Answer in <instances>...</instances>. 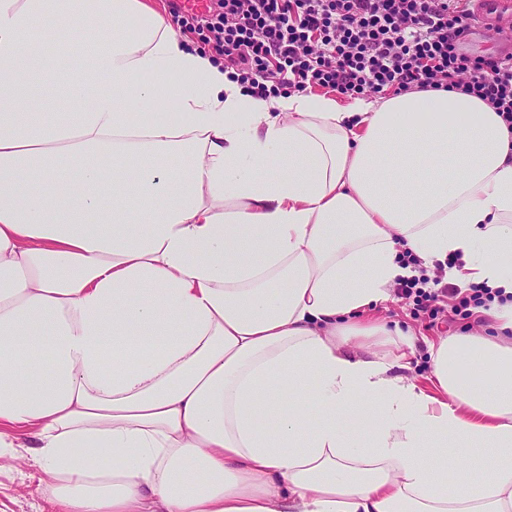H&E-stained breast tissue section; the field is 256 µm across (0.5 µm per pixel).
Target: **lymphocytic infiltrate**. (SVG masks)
<instances>
[{
  "label": "lymphocytic infiltrate",
  "instance_id": "1",
  "mask_svg": "<svg viewBox=\"0 0 512 512\" xmlns=\"http://www.w3.org/2000/svg\"><path fill=\"white\" fill-rule=\"evenodd\" d=\"M196 20L203 52L255 98L319 86L368 93L456 91L492 107L512 130V57L461 50L463 0H219Z\"/></svg>",
  "mask_w": 512,
  "mask_h": 512
}]
</instances>
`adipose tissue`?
<instances>
[{"instance_id":"adipose-tissue-1","label":"adipose tissue","mask_w":512,"mask_h":512,"mask_svg":"<svg viewBox=\"0 0 512 512\" xmlns=\"http://www.w3.org/2000/svg\"><path fill=\"white\" fill-rule=\"evenodd\" d=\"M406 251L511 297L424 387L414 335L357 318ZM510 330L482 100L256 99L149 0H0V455L33 440L55 512H512Z\"/></svg>"}]
</instances>
